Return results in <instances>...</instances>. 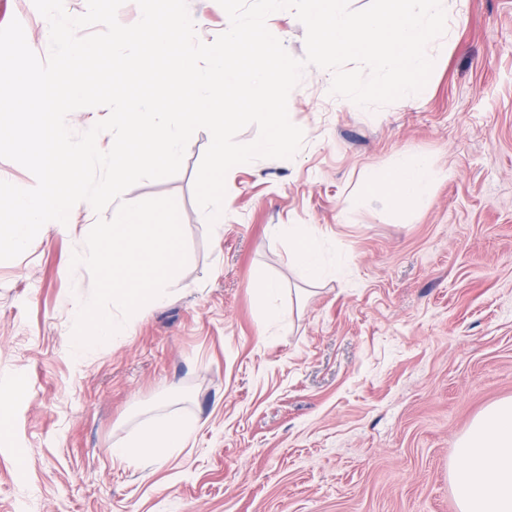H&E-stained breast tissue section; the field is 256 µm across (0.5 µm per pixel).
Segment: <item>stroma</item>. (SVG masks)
I'll return each mask as SVG.
<instances>
[{"mask_svg": "<svg viewBox=\"0 0 512 512\" xmlns=\"http://www.w3.org/2000/svg\"><path fill=\"white\" fill-rule=\"evenodd\" d=\"M443 7L416 96L350 107L306 67L288 99L299 150L232 167L222 227L194 195L207 130L178 174L125 191L175 198L188 260L169 299L88 360L69 340L93 281L71 257L96 212L0 261V512H460L458 446L512 399V0ZM15 18L47 59L33 0H0V27ZM267 27L304 58L293 10ZM418 159L441 173L422 201L364 182ZM272 224L310 225L338 275L309 282ZM163 414L195 423L185 447L113 457Z\"/></svg>", "mask_w": 512, "mask_h": 512, "instance_id": "1", "label": "stroma"}]
</instances>
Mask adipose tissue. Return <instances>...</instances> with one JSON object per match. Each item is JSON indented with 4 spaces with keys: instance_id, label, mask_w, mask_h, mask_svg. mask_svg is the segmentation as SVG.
Returning <instances> with one entry per match:
<instances>
[{
    "instance_id": "ef3b65f1",
    "label": "adipose tissue",
    "mask_w": 512,
    "mask_h": 512,
    "mask_svg": "<svg viewBox=\"0 0 512 512\" xmlns=\"http://www.w3.org/2000/svg\"><path fill=\"white\" fill-rule=\"evenodd\" d=\"M439 174L426 161L400 166L368 183L394 190L398 202L427 197ZM271 238L295 241V260L313 281L334 277L336 270L322 260L312 230L305 224H273ZM195 426L177 416L160 419L131 438L114 444L112 454L129 462L155 461L168 448L183 447ZM451 479L461 512H512V400L488 408L473 423L459 447Z\"/></svg>"
}]
</instances>
